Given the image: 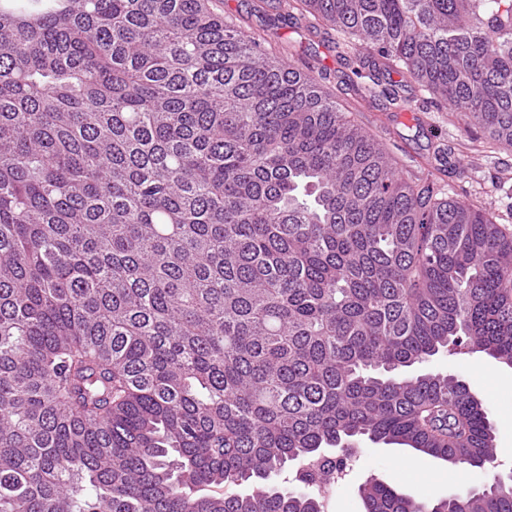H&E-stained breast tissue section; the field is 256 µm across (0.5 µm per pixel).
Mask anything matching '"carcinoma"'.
Returning <instances> with one entry per match:
<instances>
[{
	"label": "carcinoma",
	"mask_w": 512,
	"mask_h": 512,
	"mask_svg": "<svg viewBox=\"0 0 512 512\" xmlns=\"http://www.w3.org/2000/svg\"><path fill=\"white\" fill-rule=\"evenodd\" d=\"M0 0V512H321L354 443L494 462L512 233L212 0ZM512 148V0H288ZM364 512H512V472Z\"/></svg>",
	"instance_id": "obj_1"
}]
</instances>
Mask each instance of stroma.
<instances>
[{"label":"stroma","instance_id":"1","mask_svg":"<svg viewBox=\"0 0 512 512\" xmlns=\"http://www.w3.org/2000/svg\"><path fill=\"white\" fill-rule=\"evenodd\" d=\"M254 5L255 0H224L220 10L227 16L248 17L267 47L285 53L295 67L323 73L337 102L384 144L404 175L438 172L447 195L477 207L497 209L512 202V149L485 152L480 130L466 128L460 119L449 116L444 103L401 75L383 73L378 81H371L375 57L355 55L338 45L336 36L307 29L303 22L288 19L283 10L269 7L258 13ZM427 367L458 376L488 406L495 462L453 471L446 463L414 455L410 449L363 440L326 512H362L359 488L372 479L432 501L482 491L495 475L512 470V368L482 353H445ZM410 458L416 459V470L403 468V460Z\"/></svg>","mask_w":512,"mask_h":512}]
</instances>
